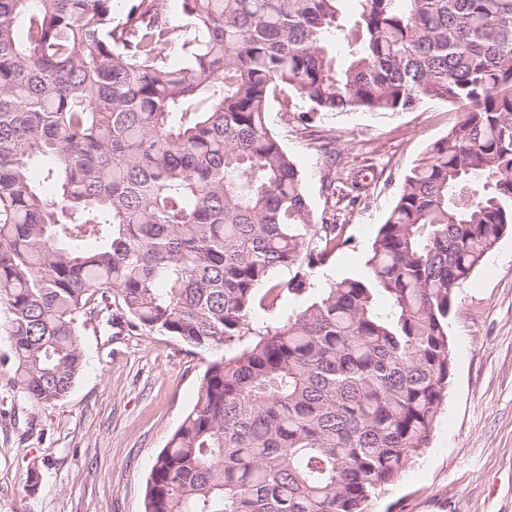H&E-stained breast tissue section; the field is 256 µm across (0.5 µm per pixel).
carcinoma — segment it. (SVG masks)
<instances>
[{"label":"carcinoma","instance_id":"1","mask_svg":"<svg viewBox=\"0 0 512 512\" xmlns=\"http://www.w3.org/2000/svg\"><path fill=\"white\" fill-rule=\"evenodd\" d=\"M0 0V336L65 398L81 328L224 350L154 460L145 512H365L427 447L455 292L512 232V0ZM460 121L404 177L361 278L259 323L339 246L268 123ZM332 160L336 137L312 133ZM370 184L343 181L348 203ZM294 271L289 279L278 273Z\"/></svg>","mask_w":512,"mask_h":512}]
</instances>
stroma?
<instances>
[{"label":"stroma","instance_id":"stroma-1","mask_svg":"<svg viewBox=\"0 0 512 512\" xmlns=\"http://www.w3.org/2000/svg\"><path fill=\"white\" fill-rule=\"evenodd\" d=\"M460 118L445 102L308 121L272 104L270 127L297 165L313 215L333 209L342 223L341 246L311 273L314 288L366 274L405 174ZM314 128L335 133L349 167L374 174L367 204L330 202V164ZM448 335L454 371L429 444L367 512H512V232L458 288ZM81 346L86 365L70 393L41 407L20 393L0 340V512H144L151 465L215 356L132 329L118 311L111 325L87 322Z\"/></svg>","mask_w":512,"mask_h":512}]
</instances>
